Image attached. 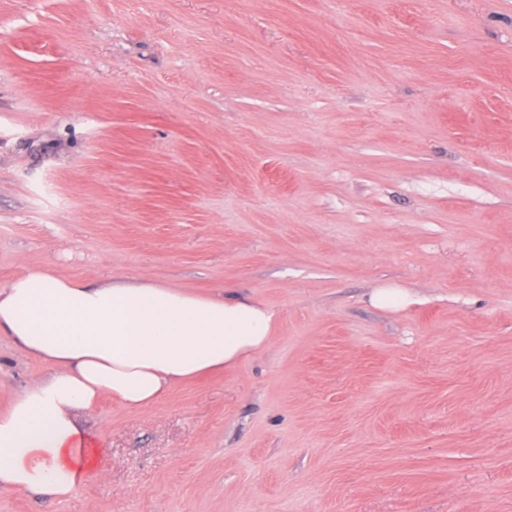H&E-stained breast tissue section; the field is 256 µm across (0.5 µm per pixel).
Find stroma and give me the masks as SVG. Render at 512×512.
Listing matches in <instances>:
<instances>
[{"mask_svg": "<svg viewBox=\"0 0 512 512\" xmlns=\"http://www.w3.org/2000/svg\"><path fill=\"white\" fill-rule=\"evenodd\" d=\"M49 263L278 322L0 512H512V0H0V286ZM49 372L0 334V411ZM409 295L401 288H377L372 293V302L375 306L387 309H397L405 305Z\"/></svg>", "mask_w": 512, "mask_h": 512, "instance_id": "stroma-1", "label": "stroma"}]
</instances>
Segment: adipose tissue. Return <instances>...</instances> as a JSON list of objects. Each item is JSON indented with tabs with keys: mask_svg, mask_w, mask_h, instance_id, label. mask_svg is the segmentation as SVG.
<instances>
[{
	"mask_svg": "<svg viewBox=\"0 0 512 512\" xmlns=\"http://www.w3.org/2000/svg\"><path fill=\"white\" fill-rule=\"evenodd\" d=\"M276 311L117 278L88 287L43 267L0 287V333L51 366L0 412V487L71 496L89 477L79 415L105 396L143 408L174 387L229 370L270 343Z\"/></svg>",
	"mask_w": 512,
	"mask_h": 512,
	"instance_id": "1",
	"label": "adipose tissue"
}]
</instances>
